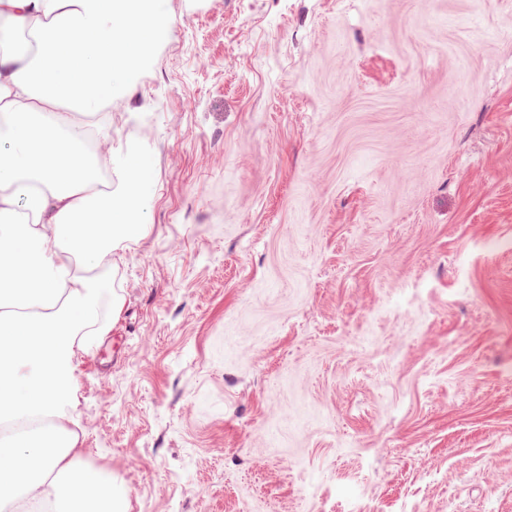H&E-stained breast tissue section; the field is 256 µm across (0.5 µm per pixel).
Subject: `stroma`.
<instances>
[{
	"label": "stroma",
	"mask_w": 512,
	"mask_h": 512,
	"mask_svg": "<svg viewBox=\"0 0 512 512\" xmlns=\"http://www.w3.org/2000/svg\"><path fill=\"white\" fill-rule=\"evenodd\" d=\"M101 121L148 236L76 373L129 512H512V0H164Z\"/></svg>",
	"instance_id": "35a3bbf8"
}]
</instances>
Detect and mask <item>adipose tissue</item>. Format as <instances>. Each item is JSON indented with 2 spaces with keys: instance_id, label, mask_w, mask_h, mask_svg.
Returning <instances> with one entry per match:
<instances>
[{
  "instance_id": "1",
  "label": "adipose tissue",
  "mask_w": 512,
  "mask_h": 512,
  "mask_svg": "<svg viewBox=\"0 0 512 512\" xmlns=\"http://www.w3.org/2000/svg\"><path fill=\"white\" fill-rule=\"evenodd\" d=\"M0 19L30 30L37 54L0 50V512H129L111 470L89 465L69 414L83 355L122 309L99 268L138 242L144 155L108 142L89 156L86 116L111 106L170 26L159 0H0ZM113 188L99 189L101 172Z\"/></svg>"
}]
</instances>
